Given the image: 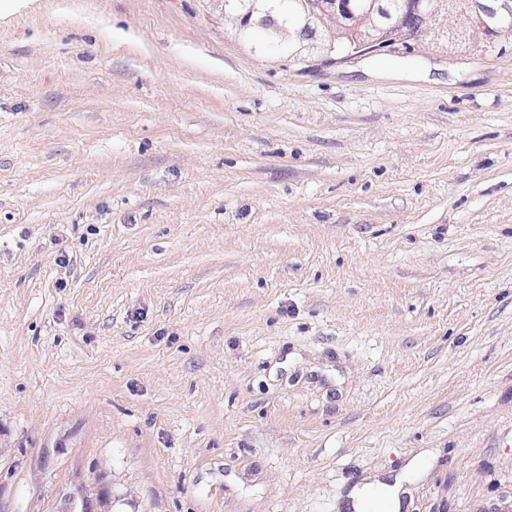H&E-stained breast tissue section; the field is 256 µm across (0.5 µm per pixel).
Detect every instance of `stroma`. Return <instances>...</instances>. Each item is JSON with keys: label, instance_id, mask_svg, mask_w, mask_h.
Segmentation results:
<instances>
[{"label": "stroma", "instance_id": "stroma-1", "mask_svg": "<svg viewBox=\"0 0 512 512\" xmlns=\"http://www.w3.org/2000/svg\"><path fill=\"white\" fill-rule=\"evenodd\" d=\"M498 43L307 67L209 0H0V512H512ZM404 483L405 477L401 475L391 483L358 485L350 491L346 507L358 512L364 503L370 502L376 512H401L403 508H408Z\"/></svg>", "mask_w": 512, "mask_h": 512}]
</instances>
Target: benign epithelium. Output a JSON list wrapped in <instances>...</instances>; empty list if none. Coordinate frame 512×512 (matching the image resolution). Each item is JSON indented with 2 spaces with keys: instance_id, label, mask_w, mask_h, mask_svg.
I'll return each mask as SVG.
<instances>
[{
  "instance_id": "7a95c632",
  "label": "benign epithelium",
  "mask_w": 512,
  "mask_h": 512,
  "mask_svg": "<svg viewBox=\"0 0 512 512\" xmlns=\"http://www.w3.org/2000/svg\"><path fill=\"white\" fill-rule=\"evenodd\" d=\"M213 2L237 33L252 24L260 25L271 42L288 47L304 60L330 55L336 34L318 35L319 27L327 22L339 31H356L369 44L385 38L391 29L414 38L431 35L440 40L451 26L450 17L460 11L471 19V26L463 33L483 49L493 46L497 36L512 30V0H404L389 25L379 19L384 9L382 0H300L301 8L292 26L275 17L274 6L266 8L255 2L248 11L239 12L228 9L226 0Z\"/></svg>"
}]
</instances>
